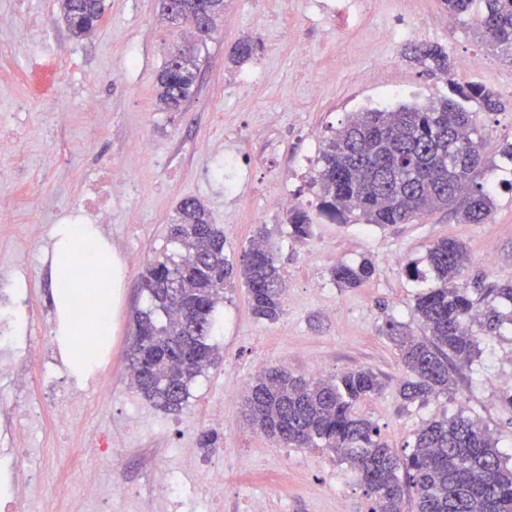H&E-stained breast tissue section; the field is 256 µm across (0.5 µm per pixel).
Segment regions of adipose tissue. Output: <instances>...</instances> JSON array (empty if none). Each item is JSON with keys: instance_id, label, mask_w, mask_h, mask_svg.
I'll list each match as a JSON object with an SVG mask.
<instances>
[{"instance_id": "ef3b65f1", "label": "adipose tissue", "mask_w": 512, "mask_h": 512, "mask_svg": "<svg viewBox=\"0 0 512 512\" xmlns=\"http://www.w3.org/2000/svg\"><path fill=\"white\" fill-rule=\"evenodd\" d=\"M49 282L57 318L56 341L69 374L88 379L99 364L101 338L111 337L123 263L94 221L58 224L52 231ZM86 297L75 309L77 294Z\"/></svg>"}]
</instances>
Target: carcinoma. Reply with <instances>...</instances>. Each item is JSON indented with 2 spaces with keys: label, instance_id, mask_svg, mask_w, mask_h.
Segmentation results:
<instances>
[{
  "label": "carcinoma",
  "instance_id": "obj_1",
  "mask_svg": "<svg viewBox=\"0 0 512 512\" xmlns=\"http://www.w3.org/2000/svg\"><path fill=\"white\" fill-rule=\"evenodd\" d=\"M443 5L462 23L478 16L480 36L512 60V0H443ZM58 6L77 38L104 13L103 0H58ZM202 9L215 23L224 16V0H176V10L161 13L179 27ZM414 57L432 72L449 69L448 55L436 45L415 48ZM200 70V56L192 49L179 59L168 56L158 75V110L180 111L195 95ZM450 93L425 107L401 104L358 112L337 131L324 144L313 177L328 212L354 213L382 227L410 224L438 210L467 224L484 223L493 202L476 182L482 164L476 115L459 100L488 111L501 102L481 84L455 85ZM287 223L289 237L311 236L312 218L304 208L289 209ZM169 240L178 245L181 260L158 261L141 275L148 303L137 313L131 368L133 384L144 397L179 412L192 384L215 362L213 312L225 286L241 278L252 313L274 321L282 311L285 283L261 231L234 266L224 254V232L197 198L180 203ZM467 260L463 244L442 239L429 248L427 269L416 263L406 267L408 276L429 275L435 283L417 296L413 308L423 335L386 323L385 335L406 370L399 388L406 403L448 392L454 374L478 355L479 337L469 328L476 315L487 333L512 323V313L493 305L476 310L473 292L458 283ZM374 274L369 258L331 269L340 288H358ZM384 388L380 376L365 367L332 379L270 369L249 385L245 404L251 425L265 435L295 448H325L347 462L371 493L369 512H512V456L498 448L490 430L462 414L432 420L416 432L411 452L400 455L372 422L355 413L359 402Z\"/></svg>",
  "mask_w": 512,
  "mask_h": 512
}]
</instances>
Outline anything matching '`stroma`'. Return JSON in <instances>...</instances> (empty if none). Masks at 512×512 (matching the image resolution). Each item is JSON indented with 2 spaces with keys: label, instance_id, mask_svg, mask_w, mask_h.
Here are the masks:
<instances>
[{
  "label": "stroma",
  "instance_id": "stroma-1",
  "mask_svg": "<svg viewBox=\"0 0 512 512\" xmlns=\"http://www.w3.org/2000/svg\"><path fill=\"white\" fill-rule=\"evenodd\" d=\"M99 28L75 38L57 0H0V125L19 136L0 151V304L25 330L17 379L0 378V501L17 512H369L357 474L319 448H294L250 426L239 387L277 366L321 377L367 367L386 384L357 413L405 453L421 426L464 414L512 449V325L484 335L471 367L448 394L404 403L405 369L384 335L387 320L412 317L419 283L406 265L441 239L465 244L468 286L512 285V61L449 22L441 0H226L218 33L202 51L198 91L178 112L156 107L157 75L173 38L158 0H104ZM251 39L250 59L231 61ZM441 46L451 69L432 73L412 47ZM470 68H463V60ZM482 84L501 106L479 110L485 143L480 182L490 218L466 224L447 211L381 228L332 217L312 185L320 152L355 112L425 105L451 85ZM125 171L133 188L113 193L99 224L125 265V288L111 350L86 381L72 378L53 337L55 313L44 259L53 212L82 205L99 171ZM287 196L312 216L310 238L288 236ZM200 199L239 262L265 226L286 281L282 313L253 316L245 288L226 290L216 310L220 358L170 413L127 384V350L146 304L140 272L175 253L168 228L178 204ZM371 258L365 285L338 287L329 270ZM110 395H103L102 384ZM66 407L62 420L58 407ZM122 455L113 466L111 451ZM39 482L25 483L27 469ZM94 473L95 484L85 476ZM119 492L110 493L111 484Z\"/></svg>",
  "mask_w": 512,
  "mask_h": 512
}]
</instances>
